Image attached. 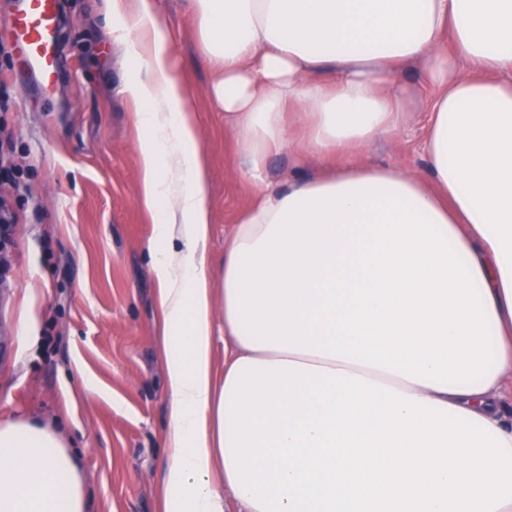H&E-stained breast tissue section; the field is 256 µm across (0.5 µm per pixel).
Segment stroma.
<instances>
[{
  "mask_svg": "<svg viewBox=\"0 0 512 512\" xmlns=\"http://www.w3.org/2000/svg\"><path fill=\"white\" fill-rule=\"evenodd\" d=\"M174 37L173 56L200 125L213 229L208 257L224 265V240L250 204L242 160L213 104L212 69L197 42L188 0H157ZM116 41L104 0H60L62 66L50 88L0 58L13 105L0 125L18 143L14 162L34 167L12 194L20 219L0 269V417L56 421L81 458L93 512H156L155 487L168 462V392L154 320L158 283L148 249L152 216L137 202V105L121 86L130 43ZM411 110L363 159L429 177L419 141L434 94L425 65L400 75ZM329 160L300 149L271 157L267 177L312 178ZM34 289L36 341L20 347L16 324ZM95 395L85 397L86 385Z\"/></svg>",
  "mask_w": 512,
  "mask_h": 512,
  "instance_id": "1",
  "label": "stroma"
}]
</instances>
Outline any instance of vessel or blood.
<instances>
[{
	"label": "vessel or blood",
	"instance_id": "b4317fda",
	"mask_svg": "<svg viewBox=\"0 0 512 512\" xmlns=\"http://www.w3.org/2000/svg\"><path fill=\"white\" fill-rule=\"evenodd\" d=\"M11 29L24 72L36 77L40 87L49 88L61 64L57 0H18Z\"/></svg>",
	"mask_w": 512,
	"mask_h": 512
}]
</instances>
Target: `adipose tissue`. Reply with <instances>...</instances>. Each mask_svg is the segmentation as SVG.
Listing matches in <instances>:
<instances>
[{
  "label": "adipose tissue",
  "instance_id": "adipose-tissue-1",
  "mask_svg": "<svg viewBox=\"0 0 512 512\" xmlns=\"http://www.w3.org/2000/svg\"><path fill=\"white\" fill-rule=\"evenodd\" d=\"M136 27L139 200L154 216L169 460L160 512H512V0H189L252 194L220 283L199 129L156 0ZM439 88L431 176L338 165L262 180L293 144L350 156L396 132L397 77ZM224 361H215V341ZM53 424L0 419V512H88Z\"/></svg>",
  "mask_w": 512,
  "mask_h": 512
}]
</instances>
